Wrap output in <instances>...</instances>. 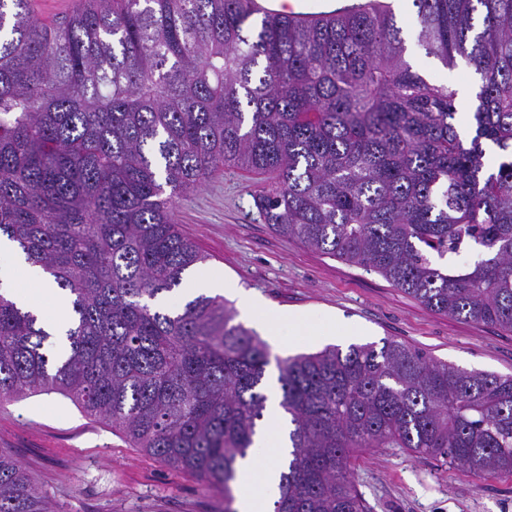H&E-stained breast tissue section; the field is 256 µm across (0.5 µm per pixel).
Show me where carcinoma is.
<instances>
[{"label": "carcinoma", "instance_id": "1", "mask_svg": "<svg viewBox=\"0 0 512 512\" xmlns=\"http://www.w3.org/2000/svg\"><path fill=\"white\" fill-rule=\"evenodd\" d=\"M412 4L425 54L479 77L467 139L382 0L318 16L86 0L60 21L0 0V237L72 308L53 356L0 287V405L59 393L232 512L270 351L221 297L158 305L207 260L176 199L226 167L266 177L252 197L276 235L512 331V0ZM464 245L478 260L461 267ZM275 362L292 429L273 512H367L350 461L381 448L512 480V376L393 338ZM0 512H52L1 450Z\"/></svg>", "mask_w": 512, "mask_h": 512}]
</instances>
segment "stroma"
Listing matches in <instances>:
<instances>
[{"label":"stroma","mask_w":512,"mask_h":512,"mask_svg":"<svg viewBox=\"0 0 512 512\" xmlns=\"http://www.w3.org/2000/svg\"><path fill=\"white\" fill-rule=\"evenodd\" d=\"M390 3L413 64L429 80L475 82L465 65L446 69L417 46L412 0ZM265 184L263 176L225 169L183 195L175 217L207 256L195 275H223L226 301L238 307L253 298L308 319L313 335L295 337L290 354L391 337L461 368L512 375V331L431 312L379 274L277 236L251 197ZM334 321L347 335L330 334ZM0 448L46 490L52 512H224L222 490L130 447L55 393L0 405ZM353 465L369 512H512L511 480L476 478L400 448L362 454Z\"/></svg>","instance_id":"stroma-1"}]
</instances>
